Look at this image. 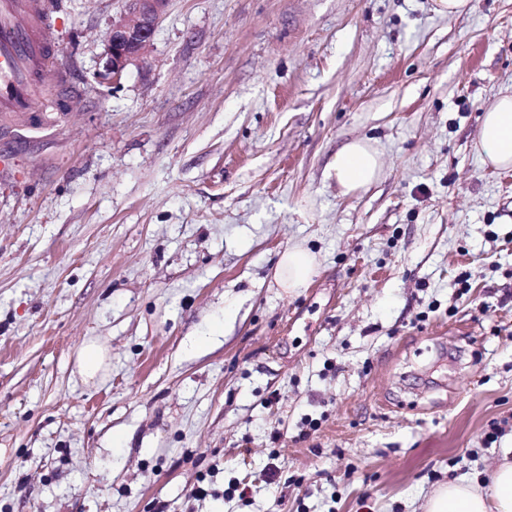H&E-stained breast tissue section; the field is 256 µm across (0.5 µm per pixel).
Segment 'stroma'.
I'll return each mask as SVG.
<instances>
[{"instance_id": "stroma-1", "label": "stroma", "mask_w": 512, "mask_h": 512, "mask_svg": "<svg viewBox=\"0 0 512 512\" xmlns=\"http://www.w3.org/2000/svg\"><path fill=\"white\" fill-rule=\"evenodd\" d=\"M471 5L170 0L112 86L122 0H62L77 111L0 116V512H413L500 458L512 169L475 144L512 0ZM361 137L383 172L343 196ZM379 150L366 139H356L340 148L330 164V177L343 195L356 194L379 179ZM317 263L313 253L303 248H288L277 265V281L281 288L294 290L306 287ZM108 351L96 340L85 341L78 352V368L85 381H93L107 366Z\"/></svg>"}]
</instances>
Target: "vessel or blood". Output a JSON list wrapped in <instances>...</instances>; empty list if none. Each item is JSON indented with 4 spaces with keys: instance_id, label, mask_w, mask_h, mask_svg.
Listing matches in <instances>:
<instances>
[{
    "instance_id": "obj_1",
    "label": "vessel or blood",
    "mask_w": 512,
    "mask_h": 512,
    "mask_svg": "<svg viewBox=\"0 0 512 512\" xmlns=\"http://www.w3.org/2000/svg\"><path fill=\"white\" fill-rule=\"evenodd\" d=\"M51 0H0V114L25 112L58 53L47 37Z\"/></svg>"
}]
</instances>
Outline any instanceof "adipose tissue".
Instances as JSON below:
<instances>
[{
	"label": "adipose tissue",
	"mask_w": 512,
	"mask_h": 512,
	"mask_svg": "<svg viewBox=\"0 0 512 512\" xmlns=\"http://www.w3.org/2000/svg\"><path fill=\"white\" fill-rule=\"evenodd\" d=\"M476 149L483 164L496 169L512 168V92L500 95L485 110L477 135ZM382 173L378 149L366 139H356L340 148L329 174L340 192L358 193ZM317 263L313 253L291 248L277 265L281 288L306 287ZM423 512H512V459L501 457L484 478H454L438 486L422 505Z\"/></svg>",
	"instance_id": "obj_1"
}]
</instances>
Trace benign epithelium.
Instances as JSON below:
<instances>
[{"label":"benign epithelium","instance_id":"obj_1","mask_svg":"<svg viewBox=\"0 0 512 512\" xmlns=\"http://www.w3.org/2000/svg\"><path fill=\"white\" fill-rule=\"evenodd\" d=\"M170 0H125V9L112 20L107 33L111 61L99 74L103 83L117 84L127 66L142 61L150 46L155 29Z\"/></svg>","mask_w":512,"mask_h":512}]
</instances>
